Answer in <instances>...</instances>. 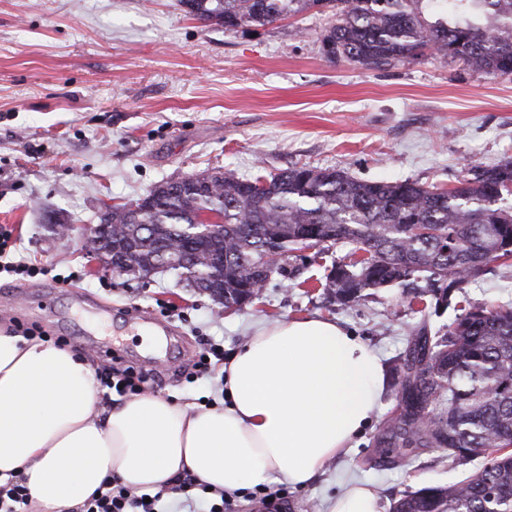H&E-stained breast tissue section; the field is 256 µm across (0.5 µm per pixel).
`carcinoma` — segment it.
<instances>
[{
	"instance_id": "1",
	"label": "carcinoma",
	"mask_w": 512,
	"mask_h": 512,
	"mask_svg": "<svg viewBox=\"0 0 512 512\" xmlns=\"http://www.w3.org/2000/svg\"><path fill=\"white\" fill-rule=\"evenodd\" d=\"M187 14L226 31L266 27L311 8L330 12L325 56L378 70L427 55L487 75L512 73V0H180ZM448 189L416 182L363 181L337 168L296 165L241 179L214 168L154 185L130 204H106L105 243L125 248L146 277L181 270L208 287L224 256V309L253 302L258 263L326 244L355 250L322 284L342 307L367 290L406 286L428 274L437 304L491 262L512 260V159ZM216 219L223 232L200 225ZM395 370L402 411L381 426L386 464L408 465L425 448H445L456 467L484 455L470 476L405 492L392 512H512V306L473 305L429 334L415 329Z\"/></svg>"
}]
</instances>
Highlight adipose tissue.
<instances>
[{"instance_id":"1","label":"adipose tissue","mask_w":512,"mask_h":512,"mask_svg":"<svg viewBox=\"0 0 512 512\" xmlns=\"http://www.w3.org/2000/svg\"><path fill=\"white\" fill-rule=\"evenodd\" d=\"M223 405L149 394L103 405L86 358L0 322V484L22 478L40 512H79L102 483L171 488L185 472L227 493L307 488L382 405L380 354L319 316L257 323L225 362ZM327 512H384L366 482Z\"/></svg>"}]
</instances>
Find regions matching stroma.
Masks as SVG:
<instances>
[{"instance_id":"1","label":"stroma","mask_w":512,"mask_h":512,"mask_svg":"<svg viewBox=\"0 0 512 512\" xmlns=\"http://www.w3.org/2000/svg\"><path fill=\"white\" fill-rule=\"evenodd\" d=\"M326 26L315 9L227 32L179 0H0V226L10 260L39 269L0 272L1 319L66 340L98 373L107 349L121 368L155 370L148 393L183 404L224 398L218 372L192 369L195 354L230 355L266 319L335 320L381 355L378 421L277 512H323L354 480L388 505L457 478L440 448L408 466L374 463L379 420L396 409L395 362L411 330L448 325L467 305L512 302V270L489 264L446 307L395 287L341 308L320 288L350 252L340 244L308 251L298 279L273 275L259 300L227 311L175 273L129 281L100 267L85 232L103 204L214 167L249 177L305 164L448 188L471 167L512 159L511 75L430 56L380 70L332 61ZM57 214L69 236L54 231Z\"/></svg>"}]
</instances>
